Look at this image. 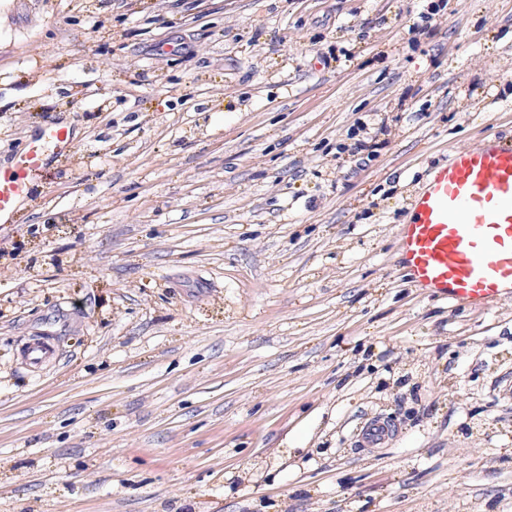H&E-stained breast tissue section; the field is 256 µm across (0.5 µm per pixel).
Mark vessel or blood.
Returning <instances> with one entry per match:
<instances>
[{
  "instance_id": "1",
  "label": "vessel or blood",
  "mask_w": 512,
  "mask_h": 512,
  "mask_svg": "<svg viewBox=\"0 0 512 512\" xmlns=\"http://www.w3.org/2000/svg\"><path fill=\"white\" fill-rule=\"evenodd\" d=\"M74 147L70 126L46 123L13 167L0 168V223H10L30 194L31 171L47 154ZM411 220L398 228L399 249L416 286L457 305L485 309L512 295V140L488 138L480 147L454 150L409 202ZM388 422L361 433L369 446L385 443Z\"/></svg>"
}]
</instances>
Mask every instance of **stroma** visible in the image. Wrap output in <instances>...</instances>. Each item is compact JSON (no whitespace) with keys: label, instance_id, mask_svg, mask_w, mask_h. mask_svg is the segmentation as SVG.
<instances>
[{"label":"stroma","instance_id":"stroma-1","mask_svg":"<svg viewBox=\"0 0 512 512\" xmlns=\"http://www.w3.org/2000/svg\"><path fill=\"white\" fill-rule=\"evenodd\" d=\"M50 120L0 224V512H512V295L397 240L512 138V0H0V167ZM45 145L52 148L55 155H64L74 148L71 127L61 122H47L38 139L33 141L20 155L13 167L0 168V223L12 221L18 202L30 194L28 174L41 169L45 164ZM391 435V426L387 421H381V419L374 420L360 433L362 442L368 446L383 444L389 440Z\"/></svg>","mask_w":512,"mask_h":512}]
</instances>
